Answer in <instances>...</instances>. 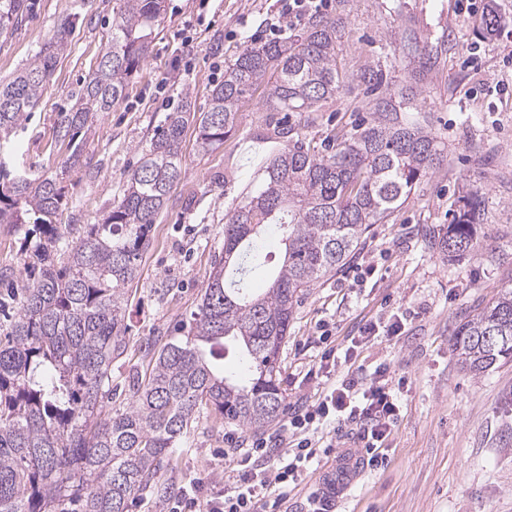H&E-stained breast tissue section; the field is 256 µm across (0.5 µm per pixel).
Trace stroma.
<instances>
[{
	"instance_id": "stroma-1",
	"label": "stroma",
	"mask_w": 512,
	"mask_h": 512,
	"mask_svg": "<svg viewBox=\"0 0 512 512\" xmlns=\"http://www.w3.org/2000/svg\"><path fill=\"white\" fill-rule=\"evenodd\" d=\"M494 3L505 27L485 37L480 10ZM477 14L461 17L460 0H349L332 4L345 14L341 64L348 73L376 64L382 45L413 25L435 61L413 78L416 62L386 68L390 90L410 85L416 96L402 117L431 130L444 161L427 173L406 202L384 223L371 225L342 271L299 302L281 349V387L289 405L314 400L316 381L304 375L318 360L321 332L336 342L358 335L364 324L393 311L406 315L404 334L364 349V368L391 363L407 379L402 411L388 444V465L358 472L336 497V512H512V362L474 377L463 372L452 347L462 313L484 307L512 283V0H477ZM277 0H165L151 51L129 84L128 95L101 115L86 152L88 168L66 180L69 204L60 221L81 228L98 219L118 196L125 176L169 111L182 85L198 109L224 67L252 40L296 34L279 23ZM77 22L59 57L39 107L0 146L11 172H54L67 155L55 139L60 107L96 65L106 39L112 0H33L21 27L0 39V81L33 58L66 15ZM262 92L240 107L236 127L222 145L202 154L196 132L181 143L182 173L151 230V246L131 285L125 358L112 368V403L125 404L134 372L147 362L146 347L195 310L216 260L224 254V218L247 190L258 188L261 166L279 148L263 139ZM368 97L348 80L322 111L296 113L307 140L350 135L368 116ZM481 197L478 232L483 246L458 262L429 248L425 233L449 224L460 193ZM251 441L252 432L203 416L165 460L160 484L186 487L205 474L231 469L225 436Z\"/></svg>"
}]
</instances>
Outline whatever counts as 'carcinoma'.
I'll list each match as a JSON object with an SVG mask.
<instances>
[{
	"label": "carcinoma",
	"mask_w": 512,
	"mask_h": 512,
	"mask_svg": "<svg viewBox=\"0 0 512 512\" xmlns=\"http://www.w3.org/2000/svg\"><path fill=\"white\" fill-rule=\"evenodd\" d=\"M30 9L28 0H0V38H9ZM164 0H112V18L96 68L59 113L55 134L69 157L54 175H13L0 168V224L25 229L17 288L0 272V512H129L156 485L170 450L204 414L254 431L287 409L278 358L301 298L337 273L369 227L381 224L443 161L437 136L400 121L406 92L384 89L381 64L356 77L378 96L370 117L323 151L299 138L292 112H318L336 98L346 72L338 56L341 16H314L283 41L255 42L224 68L208 107L198 110L189 88L154 128L138 166L96 224L76 241L58 223L68 205L65 176L80 166L95 118L122 102L161 23ZM503 19L486 8L482 28L496 35ZM66 17L34 59L0 83V143L38 107L57 60L69 44ZM397 50L433 66L412 28ZM264 88L266 138L283 144L264 166L263 185L246 193L224 222V258L213 267L196 310L178 323L137 376L124 408L102 410L112 394V366L129 347L127 305L150 231L182 171L180 144L189 126L207 152L224 143L239 107ZM475 193L457 199L450 223L434 238L460 260L481 243ZM276 228L282 255L256 244ZM62 262L55 264L58 252ZM263 272L257 291L251 276ZM461 368L474 375L512 362V287L492 304L467 312L453 333Z\"/></svg>",
	"instance_id": "1"
}]
</instances>
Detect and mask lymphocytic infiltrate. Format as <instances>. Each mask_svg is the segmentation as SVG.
Returning a JSON list of instances; mask_svg holds the SVG:
<instances>
[{
    "label": "lymphocytic infiltrate",
    "instance_id": "1",
    "mask_svg": "<svg viewBox=\"0 0 512 512\" xmlns=\"http://www.w3.org/2000/svg\"><path fill=\"white\" fill-rule=\"evenodd\" d=\"M403 327L393 313L365 324L341 344H325L308 371L323 383L318 398L292 408L279 430L249 447L231 448L233 466L213 484L205 512H282L290 490L329 454L325 438H341L350 426L362 445L361 465L373 470L387 465V442L401 411L395 377L389 363L366 373L356 359L359 350L381 338H397Z\"/></svg>",
    "mask_w": 512,
    "mask_h": 512
}]
</instances>
